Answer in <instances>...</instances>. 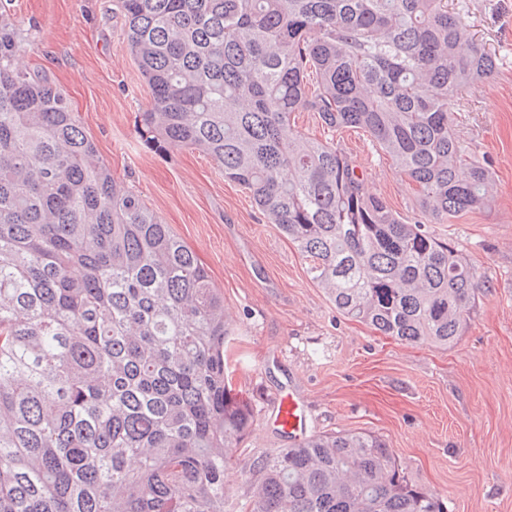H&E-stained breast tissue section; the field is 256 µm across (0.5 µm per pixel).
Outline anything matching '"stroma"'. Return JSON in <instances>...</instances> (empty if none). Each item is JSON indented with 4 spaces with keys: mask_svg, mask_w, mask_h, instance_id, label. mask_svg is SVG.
<instances>
[{
    "mask_svg": "<svg viewBox=\"0 0 512 512\" xmlns=\"http://www.w3.org/2000/svg\"><path fill=\"white\" fill-rule=\"evenodd\" d=\"M448 3L465 7L498 69L453 101L455 132L491 172L495 204L430 227L482 276L470 320L445 350L407 346L343 316L246 190L198 151L147 144L139 115L150 93L112 0H13V9L29 27L24 64L64 90L100 159L222 290L233 383L255 412L246 456L289 447L273 413L291 386L313 432L382 436L407 478L435 491L447 512H512V0ZM338 140L373 191L420 219L412 190L367 133L350 128Z\"/></svg>",
    "mask_w": 512,
    "mask_h": 512,
    "instance_id": "stroma-1",
    "label": "stroma"
}]
</instances>
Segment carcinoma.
<instances>
[{
	"mask_svg": "<svg viewBox=\"0 0 512 512\" xmlns=\"http://www.w3.org/2000/svg\"><path fill=\"white\" fill-rule=\"evenodd\" d=\"M152 145L208 155L336 310L402 344L456 343L481 275L371 192L362 129L441 224L490 207L451 102L497 65L448 0H113ZM0 0V512H445L372 432L246 458L224 294L97 157L67 95L20 62ZM312 112L328 137L294 129ZM256 481L224 492V470Z\"/></svg>",
	"mask_w": 512,
	"mask_h": 512,
	"instance_id": "cac0c4a2",
	"label": "carcinoma"
}]
</instances>
